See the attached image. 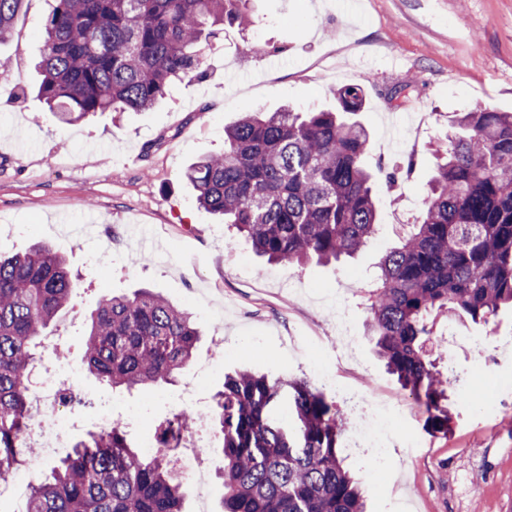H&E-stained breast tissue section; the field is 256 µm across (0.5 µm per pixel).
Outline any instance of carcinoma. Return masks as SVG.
Masks as SVG:
<instances>
[{"label": "carcinoma", "instance_id": "obj_1", "mask_svg": "<svg viewBox=\"0 0 512 512\" xmlns=\"http://www.w3.org/2000/svg\"><path fill=\"white\" fill-rule=\"evenodd\" d=\"M25 0H0V43ZM43 23L37 96L70 125L97 112H145L203 72V44L228 24L250 25L247 0H53ZM334 110L247 112L224 130V151L185 172L199 207L233 224L272 263H330L378 232L370 134L358 87ZM434 150L421 221L378 264L369 332L388 371L410 392L432 435L447 436V380L426 350L437 318L487 323L512 306V113L462 112ZM78 280L40 244L0 256V475L19 465L31 421L26 373L43 331ZM200 333L191 313L159 293H105L89 319L88 371L127 392L168 384ZM211 416L224 454L222 512H365L344 466L345 423L308 379L224 375ZM194 411L159 430L174 448ZM167 452L144 460L121 427L78 443L31 486L24 512H185Z\"/></svg>", "mask_w": 512, "mask_h": 512}]
</instances>
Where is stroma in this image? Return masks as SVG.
Instances as JSON below:
<instances>
[{"label": "stroma", "instance_id": "stroma-1", "mask_svg": "<svg viewBox=\"0 0 512 512\" xmlns=\"http://www.w3.org/2000/svg\"><path fill=\"white\" fill-rule=\"evenodd\" d=\"M51 4L26 0L0 43V252L51 245L79 280L40 356L64 360L70 383L112 397L83 362L90 313L103 293L152 288L193 314L201 332L193 362L219 357L207 394L239 369L311 376L318 353L336 370L329 399L345 388L389 398L400 433L418 445L389 448L377 478L366 453L346 460L368 512H512V392L489 407L449 386L450 432L433 437L367 334L377 264L421 218L436 144L453 133L457 113L512 112V0H249L253 26L211 38L201 76L174 85L151 110L74 125L58 124L31 91ZM249 42L267 53L245 52ZM344 86L364 92L355 119L370 133V161L413 166V177L395 190L375 176L379 232L355 255L268 263L197 207L184 171L223 151L225 127L249 108L328 110ZM90 221L94 240L71 236ZM340 316L358 338L349 359L328 334ZM452 336L482 341L483 350L449 348ZM429 347L440 370L456 359L476 387L511 379L512 308L486 324L438 319Z\"/></svg>", "mask_w": 512, "mask_h": 512}]
</instances>
